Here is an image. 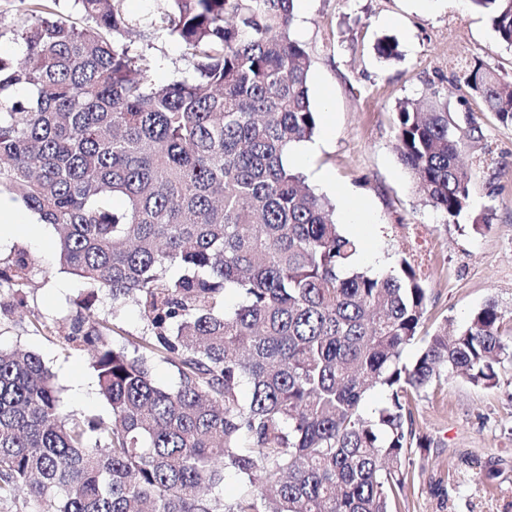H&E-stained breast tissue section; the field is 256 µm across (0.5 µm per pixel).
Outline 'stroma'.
<instances>
[{
  "label": "stroma",
  "mask_w": 512,
  "mask_h": 512,
  "mask_svg": "<svg viewBox=\"0 0 512 512\" xmlns=\"http://www.w3.org/2000/svg\"><path fill=\"white\" fill-rule=\"evenodd\" d=\"M292 32L312 60L310 100L318 122L314 153L297 144L288 163L335 205L338 224L349 223V211L358 209L359 267L395 272L408 259L431 293L424 323L430 330L464 325L491 299L512 311V125L468 96L493 160L482 164L477 152L463 154L472 173L470 209L451 223L417 190L394 127L401 101L426 103L440 95L453 105L467 96L462 68L479 65L512 76V47L499 40L489 14L473 0H295ZM384 35L397 39L398 59L378 56L375 43ZM146 43L155 61L153 83L189 76L190 63L166 31L150 32ZM323 172L335 188L319 181ZM485 211L489 226L474 229V218ZM56 237L50 227L39 240L0 241L1 257L22 248L34 258L22 306L0 322V348L40 354L56 375L66 410L105 415L109 407L98 394L90 352L62 355L53 339L28 326L34 314L66 322L84 291L60 269ZM79 383L87 400L76 396ZM411 410L427 445L413 449L408 483L391 512H512V363L502 368L495 389L451 378ZM489 470L498 474L491 485L482 479Z\"/></svg>",
  "instance_id": "stroma-1"
}]
</instances>
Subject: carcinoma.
I'll use <instances>...</instances> for the list:
<instances>
[{"instance_id": "1", "label": "carcinoma", "mask_w": 512, "mask_h": 512, "mask_svg": "<svg viewBox=\"0 0 512 512\" xmlns=\"http://www.w3.org/2000/svg\"><path fill=\"white\" fill-rule=\"evenodd\" d=\"M122 2L74 0L81 26L60 0H17L26 55L0 57V191L54 226L60 265L89 291L64 327L38 314L28 327L66 355L92 349L110 407L66 412L38 353L0 349V501L25 489L41 512H390L417 439L410 400L449 375L497 387L505 314L489 300L455 333L420 335L430 293L415 267L360 270L362 242L289 167L317 127L294 0H165L148 26L193 67L168 84L151 82ZM473 3L512 46V0ZM375 50L400 56L388 35ZM464 84L512 124V79L476 66ZM394 125L426 202L460 217L461 155L484 139L472 112L407 100ZM31 265L14 251L0 287L20 294ZM102 291L145 322L127 348L94 307ZM154 362L178 384L159 385ZM375 385L387 401L367 416ZM227 475L243 486L231 502L216 494Z\"/></svg>"}]
</instances>
